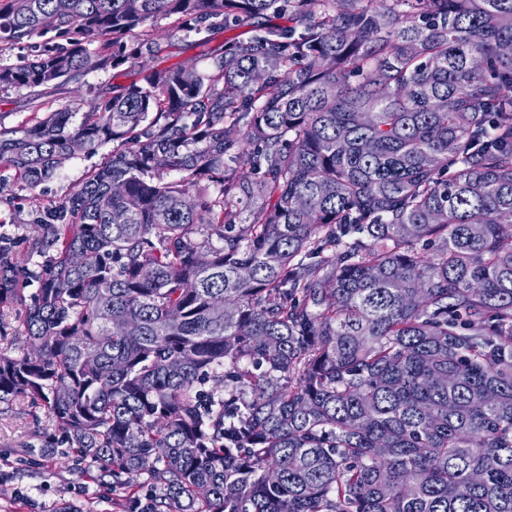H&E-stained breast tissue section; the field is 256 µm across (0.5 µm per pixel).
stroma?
I'll return each instance as SVG.
<instances>
[{
  "label": "stroma",
  "mask_w": 512,
  "mask_h": 512,
  "mask_svg": "<svg viewBox=\"0 0 512 512\" xmlns=\"http://www.w3.org/2000/svg\"><path fill=\"white\" fill-rule=\"evenodd\" d=\"M152 30L161 46L153 64L168 67L183 64L206 72L212 57L224 43L246 35L245 28L222 30L207 39L189 32H176L166 17L154 20ZM111 145L95 154L79 153L66 160L55 175L36 192L24 190L14 172L0 167V238L27 257L15 276L26 283V294L35 293V278L44 261L38 234L27 218L35 209L57 204L78 189ZM47 411L30 400L15 398L0 403V512H61L64 504L78 512H119V490L94 465L58 455L40 440L49 429Z\"/></svg>",
  "instance_id": "stroma-1"
}]
</instances>
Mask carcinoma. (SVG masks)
<instances>
[{"instance_id": "cac0c4a2", "label": "carcinoma", "mask_w": 512, "mask_h": 512, "mask_svg": "<svg viewBox=\"0 0 512 512\" xmlns=\"http://www.w3.org/2000/svg\"><path fill=\"white\" fill-rule=\"evenodd\" d=\"M160 16L251 36L0 126L29 191L116 143L33 213L0 402L123 512H512V0H0V51L44 39L0 90L141 64Z\"/></svg>"}]
</instances>
